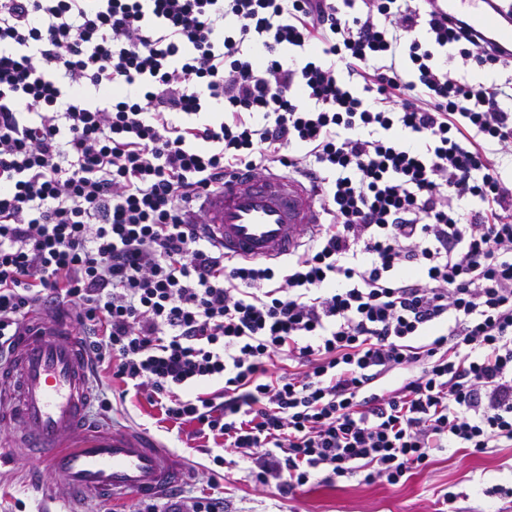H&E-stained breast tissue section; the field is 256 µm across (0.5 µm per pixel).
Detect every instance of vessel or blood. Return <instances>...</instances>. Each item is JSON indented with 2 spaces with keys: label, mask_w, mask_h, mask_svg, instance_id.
<instances>
[{
  "label": "vessel or blood",
  "mask_w": 512,
  "mask_h": 512,
  "mask_svg": "<svg viewBox=\"0 0 512 512\" xmlns=\"http://www.w3.org/2000/svg\"><path fill=\"white\" fill-rule=\"evenodd\" d=\"M449 18L481 31L512 58V4L442 0ZM208 224L230 258L278 261L320 222L315 200L297 177L279 169L257 178L225 176L208 205ZM91 376L73 318L30 314L9 361H0V421L19 422L30 454L70 490L75 505L126 495L162 498L190 467L151 434L95 424Z\"/></svg>",
  "instance_id": "obj_1"
}]
</instances>
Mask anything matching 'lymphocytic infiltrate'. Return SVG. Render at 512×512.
I'll list each match as a JSON object with an SVG mask.
<instances>
[{"label":"lymphocytic infiltrate","mask_w":512,"mask_h":512,"mask_svg":"<svg viewBox=\"0 0 512 512\" xmlns=\"http://www.w3.org/2000/svg\"><path fill=\"white\" fill-rule=\"evenodd\" d=\"M355 4L0 0V346L74 311L93 376L283 496L512 447V79L449 69L503 60L439 0ZM242 167L312 185L284 264L201 223Z\"/></svg>","instance_id":"1"}]
</instances>
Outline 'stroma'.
<instances>
[{"label": "stroma", "instance_id": "1", "mask_svg": "<svg viewBox=\"0 0 512 512\" xmlns=\"http://www.w3.org/2000/svg\"><path fill=\"white\" fill-rule=\"evenodd\" d=\"M103 392L112 403L111 412L92 406L93 416L104 425L140 426L168 446L195 469L183 492H207L210 460L207 439L193 437V427L164 419L158 407L133 395L120 398L119 382L104 378ZM0 438L10 441L0 461V512H69L65 488L58 477H47L42 487H32L26 475L33 459L25 455V435L16 424L0 427ZM495 486L512 488V447L484 454L448 449L436 453L430 466L395 486L371 485L350 479L333 486L312 484L282 496L274 485L249 477L244 464L228 466L216 490L223 512H437L439 497L456 494V512H501L506 503L489 495Z\"/></svg>", "mask_w": 512, "mask_h": 512}]
</instances>
